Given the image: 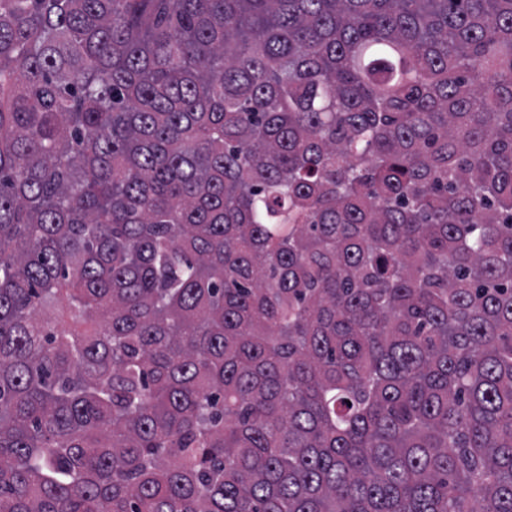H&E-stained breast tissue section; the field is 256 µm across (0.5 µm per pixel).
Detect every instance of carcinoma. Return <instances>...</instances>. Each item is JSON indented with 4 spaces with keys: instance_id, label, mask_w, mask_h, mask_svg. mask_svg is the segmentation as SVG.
Returning a JSON list of instances; mask_svg holds the SVG:
<instances>
[{
    "instance_id": "cac0c4a2",
    "label": "carcinoma",
    "mask_w": 512,
    "mask_h": 512,
    "mask_svg": "<svg viewBox=\"0 0 512 512\" xmlns=\"http://www.w3.org/2000/svg\"><path fill=\"white\" fill-rule=\"evenodd\" d=\"M0 512H512V0H0Z\"/></svg>"
}]
</instances>
